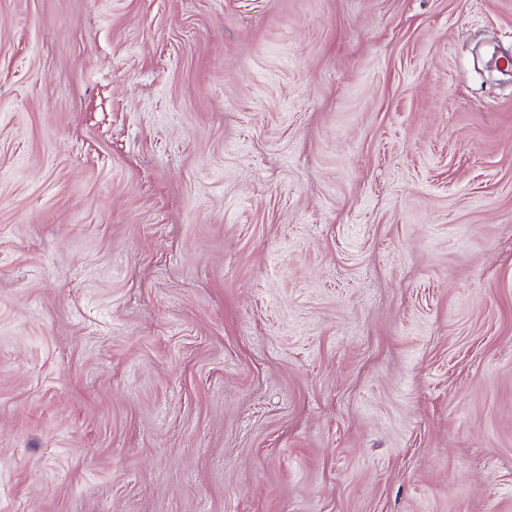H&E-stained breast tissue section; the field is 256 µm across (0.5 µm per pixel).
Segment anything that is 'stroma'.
Instances as JSON below:
<instances>
[{
  "label": "stroma",
  "instance_id": "35a3bbf8",
  "mask_svg": "<svg viewBox=\"0 0 512 512\" xmlns=\"http://www.w3.org/2000/svg\"><path fill=\"white\" fill-rule=\"evenodd\" d=\"M512 0H0V512H512Z\"/></svg>",
  "mask_w": 512,
  "mask_h": 512
}]
</instances>
